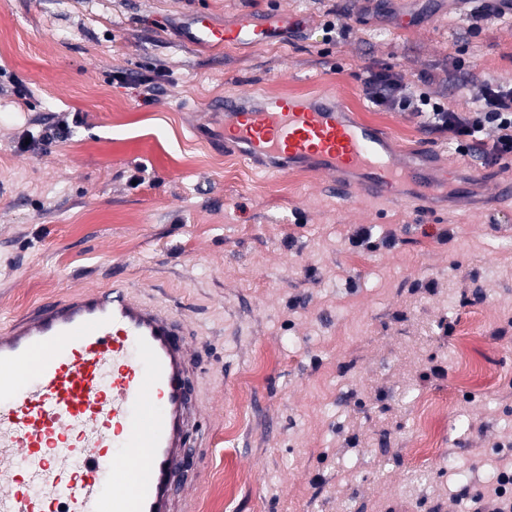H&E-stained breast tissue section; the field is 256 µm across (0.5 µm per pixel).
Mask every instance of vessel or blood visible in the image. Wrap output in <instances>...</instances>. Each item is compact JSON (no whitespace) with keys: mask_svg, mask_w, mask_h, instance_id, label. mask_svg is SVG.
Masks as SVG:
<instances>
[{"mask_svg":"<svg viewBox=\"0 0 512 512\" xmlns=\"http://www.w3.org/2000/svg\"><path fill=\"white\" fill-rule=\"evenodd\" d=\"M269 23L230 31L204 16L192 41L272 43ZM224 148L284 172L302 160L373 198L395 186L448 193L442 170L397 158L375 128L336 103L225 96ZM196 363L167 310L124 281L88 288L0 330V512H189L175 472L195 412Z\"/></svg>","mask_w":512,"mask_h":512,"instance_id":"obj_1","label":"vessel or blood"}]
</instances>
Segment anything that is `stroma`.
<instances>
[{"instance_id":"1","label":"stroma","mask_w":512,"mask_h":512,"mask_svg":"<svg viewBox=\"0 0 512 512\" xmlns=\"http://www.w3.org/2000/svg\"><path fill=\"white\" fill-rule=\"evenodd\" d=\"M479 5L0 0V328L115 277L185 318L204 402L183 466L196 512H472L479 494L492 512L512 466V199L491 188L512 163L457 155L361 86L366 68L389 67L472 106L480 82L449 83L453 58L512 78V23L474 24ZM199 14L219 28L270 21L278 39L193 43ZM142 76L160 88L148 102ZM229 94L339 100L398 157L455 167L465 190L423 205L406 189L345 198L311 163L257 169L224 152ZM62 121V138L37 142ZM361 227L372 246L353 244ZM475 322L483 382L461 387L454 351ZM424 400L446 419L425 460L412 452ZM228 467L247 480L230 499Z\"/></svg>"}]
</instances>
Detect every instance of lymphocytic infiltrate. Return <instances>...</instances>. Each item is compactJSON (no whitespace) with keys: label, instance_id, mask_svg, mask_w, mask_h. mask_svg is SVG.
<instances>
[{"label":"lymphocytic infiltrate","instance_id":"f902f5d3","mask_svg":"<svg viewBox=\"0 0 512 512\" xmlns=\"http://www.w3.org/2000/svg\"><path fill=\"white\" fill-rule=\"evenodd\" d=\"M365 99L381 110L411 113L424 128L447 135L449 144L462 156H479L485 163L512 160V81L488 83L475 106L458 110L454 104L432 101L415 94L402 77L389 68L366 70L362 78ZM495 137L485 141L484 129Z\"/></svg>","mask_w":512,"mask_h":512}]
</instances>
